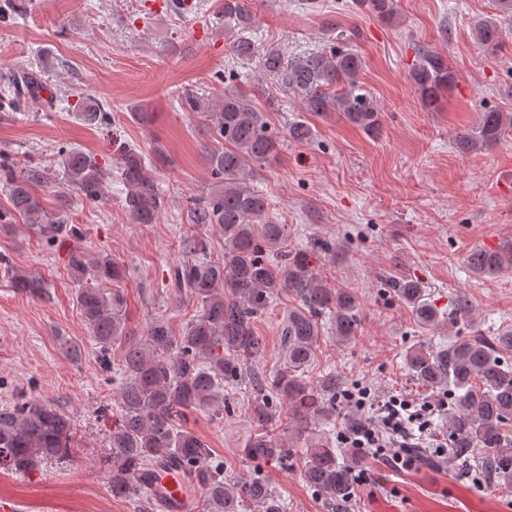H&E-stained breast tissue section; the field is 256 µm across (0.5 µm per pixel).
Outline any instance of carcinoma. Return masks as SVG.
<instances>
[{"label": "carcinoma", "mask_w": 512, "mask_h": 512, "mask_svg": "<svg viewBox=\"0 0 512 512\" xmlns=\"http://www.w3.org/2000/svg\"><path fill=\"white\" fill-rule=\"evenodd\" d=\"M250 0H224V17L238 30L252 28L255 15ZM358 9L385 21L398 12L397 0H356ZM480 45L490 51L502 43L496 18L483 17L474 24ZM262 68L282 74L307 112L322 115L339 112L368 134L380 128L377 101L359 81L361 58L349 48L333 47L327 54L309 53L286 66L276 53L262 60ZM414 92L425 104H435L452 86L455 75L441 53L422 50L409 71ZM42 88L41 75L22 72L8 80L4 94L34 98ZM183 108L209 121L218 146L206 151L214 187L189 205L190 223L215 227L224 236V254L213 257L202 238L189 240L192 258L180 264L174 288L197 301V311L179 335L169 321H150L145 338L136 336L127 324L124 295L100 287L117 280L122 268L108 257H97L73 248L68 267L78 279L77 303L91 338L102 355L121 350L115 368L118 380V421L108 436L102 465L112 494L120 497L141 493L140 478L150 467L177 463L192 482L205 490L208 512H286L285 503L260 478L224 480V467L213 460L208 445L194 433L180 428L186 412L209 409L224 402V387L248 376L254 394L250 419L254 424L243 442L242 456L250 462L277 461L288 466L292 449L282 446L273 433L275 414L270 402H288V418L308 428L333 415L336 383L327 381L316 392L307 376L317 353L324 317L341 341L356 336L357 299L347 290L327 282L309 265L301 252L283 251L288 227L263 220L266 199L254 189V168L273 158L279 139L269 130L252 96L243 92L224 94L214 102L187 94ZM76 114L86 125L104 121L106 112L98 100L85 97ZM512 128V115L489 110L474 128L457 136L463 151H475L500 141ZM115 168L126 187L123 207L133 224H153L162 214L165 199L159 184L147 173L145 157L124 142L113 152ZM64 181L83 199H99L112 172L90 156L70 150L61 161ZM45 169L34 166L19 177H9L11 205L47 242L61 244L78 239L81 232L68 223L65 209L49 213L29 184L45 178ZM467 264L478 277H493L512 270V245L498 250L475 248ZM0 270L32 296L45 294L42 277L22 275L0 256ZM392 291L412 306L419 322L435 326L436 309L423 301L421 283L395 277ZM288 295L296 305L288 309L283 323V351L273 377L252 368L264 353L256 335L257 316L272 299ZM405 362L417 379L431 386L448 385L453 396L445 421L451 436L453 457L466 461L476 448L485 451V464L494 476L512 484V363L499 357L483 339L464 337L445 349L431 353L421 347L407 351ZM70 420L51 403L34 396L0 406V462L26 473L42 461L70 454ZM303 477L332 512H346L350 499L351 465L339 461L329 438L314 435L303 451Z\"/></svg>", "instance_id": "1"}]
</instances>
